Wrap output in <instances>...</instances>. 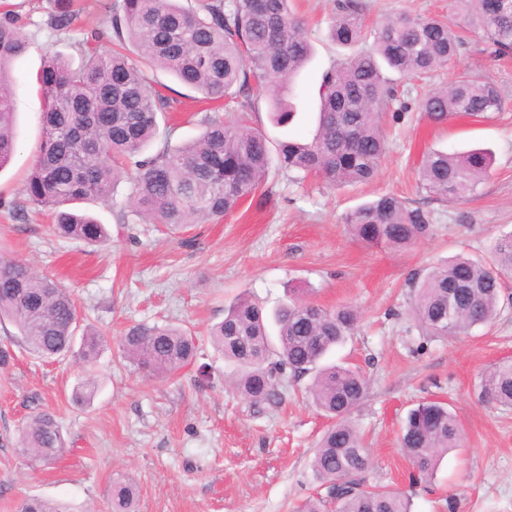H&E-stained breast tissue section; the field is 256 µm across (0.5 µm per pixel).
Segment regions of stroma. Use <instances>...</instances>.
<instances>
[{"instance_id": "35a3bbf8", "label": "stroma", "mask_w": 512, "mask_h": 512, "mask_svg": "<svg viewBox=\"0 0 512 512\" xmlns=\"http://www.w3.org/2000/svg\"><path fill=\"white\" fill-rule=\"evenodd\" d=\"M83 3L73 29L58 33L48 25L49 0H0V13L11 12L30 43L12 69L18 144L0 170V261L23 262L55 277L74 293L85 321L109 340L90 367L71 356L43 362L20 349L14 366L0 373V512H15L27 496L66 503L72 512H108L119 477L138 485L140 512H300L323 492L311 461L329 425L306 397L310 377L284 374L278 403H251L231 386L235 367L208 337L237 298L271 313L300 289L324 308L348 305L360 313L353 335L329 360L359 367L368 379L367 396L352 416L369 452L368 485L405 493L411 512H512V408L487 401L481 390L485 369L512 360V274L504 278L492 324L440 338L424 336L410 316L408 284L410 273L427 272L448 257H489L496 240L512 232V57L494 56L481 35L468 32L456 65L421 79L396 77L402 103L383 114L388 152L368 183L338 188L316 176L299 182L273 168L220 223L172 233L135 217L117 223L131 192L123 182L111 205L93 208L112 238L92 246L55 237L43 215L19 223L10 209L21 197L40 139L36 75L43 56L77 57L80 43L95 32L99 51L111 47L99 0ZM365 3L369 24L448 12V0ZM335 4L295 0L314 47L298 80L296 116L289 126L273 125L259 92L247 115L270 149L315 131L322 76L348 54L328 38ZM461 70L497 86L502 110L462 115L443 127L428 124L417 100ZM146 75L176 106L160 119L156 146L195 136L204 116L235 117L225 100L201 99L160 70ZM474 147L494 157L475 194L440 199L422 188L418 168L426 151ZM381 193L430 211L431 235L400 251L356 240L344 214ZM138 322L187 328L198 345L193 361L167 379L134 370L118 339ZM89 374L100 389L92 405L82 407L71 394ZM426 400L446 404L463 441L443 456L429 483L412 486L400 429L408 412ZM40 410L56 415L69 445L48 463L32 461L18 446L20 430Z\"/></svg>"}]
</instances>
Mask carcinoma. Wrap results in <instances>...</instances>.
<instances>
[{
	"mask_svg": "<svg viewBox=\"0 0 512 512\" xmlns=\"http://www.w3.org/2000/svg\"><path fill=\"white\" fill-rule=\"evenodd\" d=\"M115 49L86 50L79 62L58 52L44 56L37 83L43 98L37 158L24 184L15 215L27 218L35 208L51 216L61 238L102 244L105 225L82 210L85 203L109 204L117 185L131 183L133 215L173 229L217 222L266 180L271 155L264 134L243 121L207 116L193 139L146 154L158 131V116L173 101L152 89L142 67L161 69L188 89L211 100L226 99L250 112V92L268 99L273 122L286 127L296 115L290 101L295 79L309 62L312 46L290 0H119L104 3ZM364 0H337L330 37L354 53L326 73L320 84L319 122L311 140L281 141L278 166L288 172L315 173L327 182L352 186L373 179L387 154L383 112L396 88L384 77L387 66L406 77H420L447 66L459 55V31L481 30L496 55L512 53V0H449L448 19L396 18L373 30L368 49ZM77 0H50L49 25L71 29ZM29 42L13 20L0 19V169L15 151L16 112L9 66L28 52ZM499 89L466 74L430 91L418 110L434 126L459 114L497 112ZM489 154L431 151L420 164V181L429 193L445 198L473 193L489 174ZM350 232L369 247H407L424 238L430 212L410 207L391 194L362 203L344 219ZM512 273V233L494 244L492 262L463 256L410 274L411 313L424 335L467 334L487 326L499 311L502 276ZM9 319L28 352L40 359L64 358L82 331L79 357L97 361L107 340L81 327L74 295L56 280L24 263L0 262V319ZM272 342L262 309L246 298L236 300L215 326L211 341L224 359L238 367L235 388L251 402L275 403L285 371L300 378L314 374L313 404L333 420L312 459V470L326 496L306 502L302 512H410L398 492L369 488L368 450L351 421L365 398L367 381L357 370L323 365L322 359L350 336L357 324L348 306L323 309L293 300L272 314ZM124 357L150 376H172L196 355L186 331L148 323L129 326L120 339ZM99 390L94 378L79 383L74 400L89 404ZM483 390L493 402L512 406V362L492 367ZM462 430L440 401L413 408L402 429L401 447L412 469L409 481L426 484L441 455L459 445ZM23 452L36 460L61 456L66 441L55 415L31 416L20 436ZM138 489L124 479L112 483L111 512H137ZM16 512H67L61 502L40 497L22 500Z\"/></svg>",
	"mask_w": 512,
	"mask_h": 512,
	"instance_id": "obj_1",
	"label": "carcinoma"
}]
</instances>
